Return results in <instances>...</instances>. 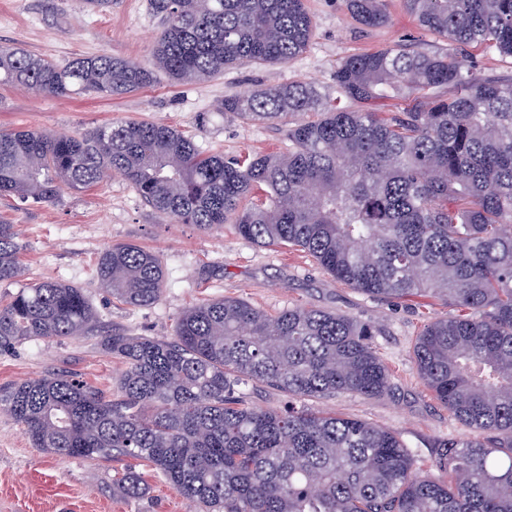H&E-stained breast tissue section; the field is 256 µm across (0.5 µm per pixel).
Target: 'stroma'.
<instances>
[{"instance_id": "stroma-1", "label": "stroma", "mask_w": 512, "mask_h": 512, "mask_svg": "<svg viewBox=\"0 0 512 512\" xmlns=\"http://www.w3.org/2000/svg\"><path fill=\"white\" fill-rule=\"evenodd\" d=\"M305 4L313 18L311 42L288 63L246 64L189 85L172 83L160 73L151 84L112 98L88 93L45 96L0 85V130L76 135L136 119L176 127L203 150L227 157L278 152L288 144L286 122L240 120L218 111L224 97L296 81L331 93L337 64L351 55L396 44L426 50L447 46L416 25L402 0H389V24L373 29L358 25L343 0ZM161 29L150 0H114L106 12L86 10L83 0H0V45L17 46L58 64L103 52L148 62ZM0 221L15 225L22 265L15 283L0 285L1 306L21 288L60 281L83 288L101 326L161 340L172 338L179 315L204 298L241 299L270 314L297 305L339 312L372 326L374 347L393 374L394 390L378 398L343 394L312 399L309 408L398 433L420 469L434 458L438 440L470 434L423 387L412 358L423 327L448 315L449 307L441 301L363 294L337 281L305 253L258 246L230 224L204 232L191 224L169 223L117 174L88 190L64 191L49 204L0 198ZM115 243H133L160 257L166 288L156 304L130 307L98 288V257ZM125 368L96 336L33 339L0 350V387L62 370L110 393ZM121 468L117 461L63 458L33 448L21 426L0 410V512H196L155 477L142 499L113 497L112 478Z\"/></svg>"}]
</instances>
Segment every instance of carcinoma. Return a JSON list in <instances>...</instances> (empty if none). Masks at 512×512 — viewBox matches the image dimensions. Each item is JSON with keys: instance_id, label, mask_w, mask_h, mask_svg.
Listing matches in <instances>:
<instances>
[{"instance_id": "carcinoma-1", "label": "carcinoma", "mask_w": 512, "mask_h": 512, "mask_svg": "<svg viewBox=\"0 0 512 512\" xmlns=\"http://www.w3.org/2000/svg\"><path fill=\"white\" fill-rule=\"evenodd\" d=\"M163 28L148 65L104 52L59 65L0 46V85L48 96L119 97L163 72L201 83L243 63L286 64L313 33L304 0H151ZM359 25L390 22L386 0H345ZM423 29L512 57V0H403ZM336 97L292 82L235 92L243 121L297 118L288 147L254 157L207 153L178 129L137 120L84 134L0 131V196L34 204L124 176L154 211L261 246L311 256L372 296H428L453 313L413 346L423 386L473 435L443 439L430 469L401 437L302 405L337 394L382 397L391 375L372 327L338 312L270 315L235 298L201 301L174 338L100 334L126 369L106 394L63 372L0 388V409L32 447L62 457L125 458L112 495L151 487L146 463L205 512H512V77L484 76L465 55L395 45L336 65ZM401 98L382 117L358 105ZM12 224L0 222V283L21 276ZM98 287L132 307L166 288L160 258L105 248ZM83 289L42 281L0 308V349L97 331ZM288 395L250 407L235 387Z\"/></svg>"}]
</instances>
